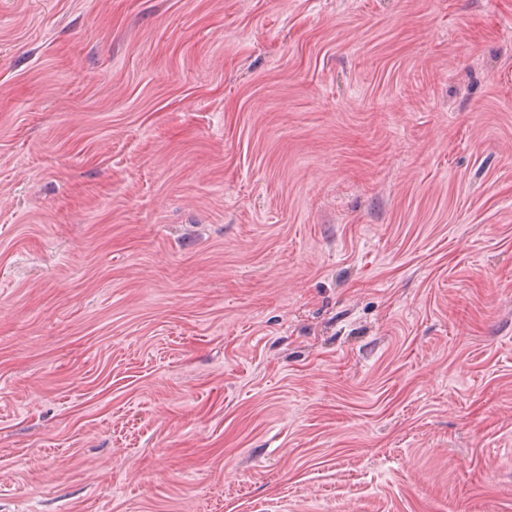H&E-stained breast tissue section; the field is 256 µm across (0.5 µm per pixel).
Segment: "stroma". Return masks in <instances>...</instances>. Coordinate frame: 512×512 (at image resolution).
<instances>
[{
  "instance_id": "1",
  "label": "stroma",
  "mask_w": 512,
  "mask_h": 512,
  "mask_svg": "<svg viewBox=\"0 0 512 512\" xmlns=\"http://www.w3.org/2000/svg\"><path fill=\"white\" fill-rule=\"evenodd\" d=\"M0 512H512V0H0Z\"/></svg>"
}]
</instances>
